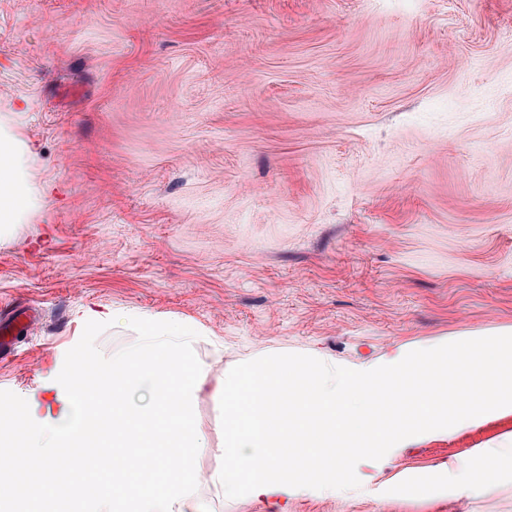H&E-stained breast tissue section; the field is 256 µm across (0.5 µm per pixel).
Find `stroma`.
I'll use <instances>...</instances> for the list:
<instances>
[{"instance_id":"35a3bbf8","label":"stroma","mask_w":512,"mask_h":512,"mask_svg":"<svg viewBox=\"0 0 512 512\" xmlns=\"http://www.w3.org/2000/svg\"><path fill=\"white\" fill-rule=\"evenodd\" d=\"M0 133L27 194L0 233V318L37 319L0 390L62 422L58 383L139 312L204 329L211 380L260 353L365 371L512 328V0H0ZM198 512L219 401L193 403ZM512 416L393 448L287 512H512ZM467 461L473 490H440Z\"/></svg>"}]
</instances>
